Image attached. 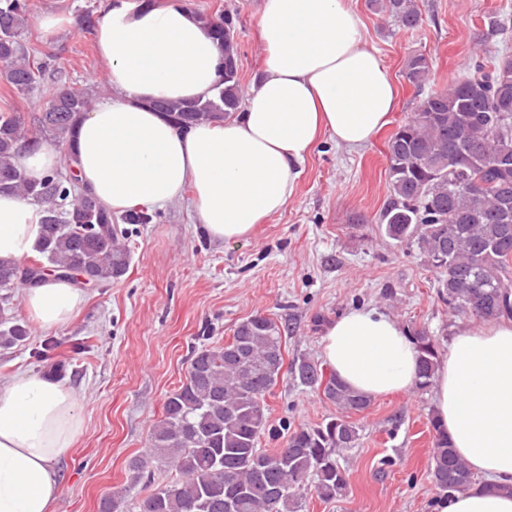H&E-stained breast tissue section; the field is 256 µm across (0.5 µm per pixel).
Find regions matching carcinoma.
<instances>
[{"instance_id": "1", "label": "carcinoma", "mask_w": 512, "mask_h": 512, "mask_svg": "<svg viewBox=\"0 0 512 512\" xmlns=\"http://www.w3.org/2000/svg\"><path fill=\"white\" fill-rule=\"evenodd\" d=\"M370 4L407 30L420 26L413 0ZM29 13V0H0V79L19 95L47 77L60 80L53 55L38 57L23 42ZM198 17L224 46V87L205 102L152 104L182 130L229 117L243 101L234 17ZM429 73L425 56L407 61L405 77L421 94L387 142L390 201L381 220L392 239L417 245L438 273L439 293L452 310L478 320L512 319V56L491 68L477 58L461 79L424 93ZM91 105L85 91L64 84L45 99L31 128L16 113H0V193H18L41 210L36 252L45 263L32 268L40 280L50 270L104 283L123 276L129 266L112 211L77 189L71 167L74 126ZM46 136L62 149L64 166L30 182L11 164L13 152L19 146L36 149ZM156 218L133 210L121 221L152 224ZM77 224L91 228L78 232ZM19 279L25 280L20 267L0 264V288ZM9 301L0 298V347L5 349L29 335L25 325L7 316ZM414 339L421 352L416 388L423 390L437 364V341L426 331ZM283 368L281 328L261 315L241 322L224 345L197 350L186 382L168 397L163 418L150 430L148 452L130 462L136 481L155 464L172 474L140 500L139 512H226V487L239 491L233 512H302L310 490L323 501L343 496L348 481L339 458L359 439L347 414L367 409L371 399L313 361L292 363L291 374L318 391L336 414L288 435L284 468L273 462L263 466L281 453L263 450L258 442L267 428L266 396ZM431 425L435 486L445 492L472 488L473 474L437 423Z\"/></svg>"}]
</instances>
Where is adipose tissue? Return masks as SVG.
<instances>
[{"instance_id":"1","label":"adipose tissue","mask_w":512,"mask_h":512,"mask_svg":"<svg viewBox=\"0 0 512 512\" xmlns=\"http://www.w3.org/2000/svg\"><path fill=\"white\" fill-rule=\"evenodd\" d=\"M346 0H264L258 35L265 65L243 112L181 130L152 101L213 99L222 49L183 0L141 7L107 0L95 42L109 90L74 128L73 170L107 209L165 207L190 194L213 240L246 238L282 212L320 137L358 148L390 120L396 89ZM42 214L0 195V263L28 257ZM39 329L68 325L86 295L53 276L23 288ZM325 363L349 388L377 398L411 392L419 351L407 330L375 309L336 318ZM433 415L479 482L435 498L433 512H512V321L459 328L432 381ZM70 386L19 373L0 382V512H51L58 465L85 430Z\"/></svg>"}]
</instances>
